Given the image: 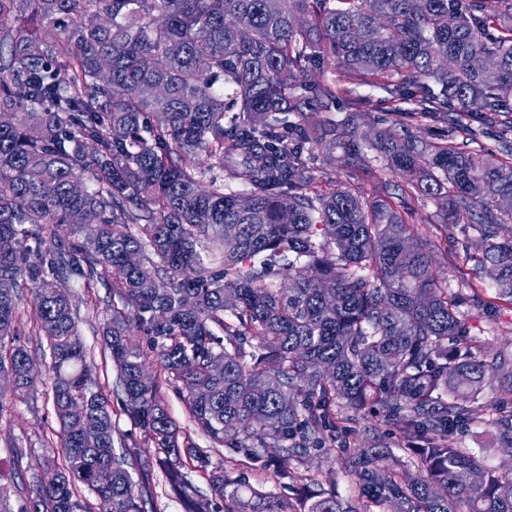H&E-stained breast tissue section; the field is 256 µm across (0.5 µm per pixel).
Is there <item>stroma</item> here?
I'll list each match as a JSON object with an SVG mask.
<instances>
[{
  "instance_id": "obj_1",
  "label": "stroma",
  "mask_w": 512,
  "mask_h": 512,
  "mask_svg": "<svg viewBox=\"0 0 512 512\" xmlns=\"http://www.w3.org/2000/svg\"><path fill=\"white\" fill-rule=\"evenodd\" d=\"M310 163L319 188L325 192L343 189L353 182L363 193L372 196L381 187L386 186L393 190L401 183L399 177L376 161L359 173H352L339 151L330 158L323 157L319 152L314 153ZM411 207L409 222L418 229L423 241L429 244L436 275L446 280L449 287L480 294L488 304L485 314L471 317L468 322L472 352L480 353L490 345L511 350L512 301L500 298L488 279L477 269L472 260L473 253L477 251L476 243L469 237L464 224H439L436 219L439 203L426 196L412 197ZM69 287L77 301L84 343L91 357L99 364L98 380L112 408L116 435L127 447L139 448L142 456H151L153 446L144 441L139 429L134 427L121 409L122 394L115 387L114 368L101 365V326L110 315L112 285L102 281L87 283L75 279L70 281ZM367 424L378 426L380 447L394 451L400 446L399 435L389 433L387 425L381 424L375 414L369 415L366 424H354L351 431L337 438V449L332 453L331 466L336 480V493L340 497L349 498L353 495L350 480L342 471L340 449L344 446L352 449L364 447L363 427ZM54 425L51 401L42 392L33 401L14 400L8 409L0 412V481L11 484L13 491L24 489L28 480V469L26 466L14 464L11 448L15 445L25 448L29 458L34 460L50 455L47 437Z\"/></svg>"
}]
</instances>
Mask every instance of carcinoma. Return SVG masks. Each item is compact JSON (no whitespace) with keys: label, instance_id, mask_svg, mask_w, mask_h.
Wrapping results in <instances>:
<instances>
[{"label":"carcinoma","instance_id":"carcinoma-1","mask_svg":"<svg viewBox=\"0 0 512 512\" xmlns=\"http://www.w3.org/2000/svg\"><path fill=\"white\" fill-rule=\"evenodd\" d=\"M346 82L393 87L397 119L367 140L336 125V101L362 111ZM465 114L499 128L500 156L457 142L482 133ZM406 118L447 129L428 143ZM365 145L401 194L315 189L314 151L354 164ZM202 153L208 168L190 165ZM417 193L467 223L469 258L512 300V0H0V374L12 397L37 393L18 319L30 284L61 450L28 466L19 507L0 484V512H90L84 492L98 512H155L156 469L184 512H512V471L456 441L484 427L512 458V410L482 398L512 388V352H471L484 304L437 280L407 221ZM73 276L112 282L105 349L149 459L116 451L77 306L47 293ZM164 383L214 447L296 497L231 479L171 419ZM373 410L410 447L346 453L358 498L342 499L315 475Z\"/></svg>","mask_w":512,"mask_h":512}]
</instances>
